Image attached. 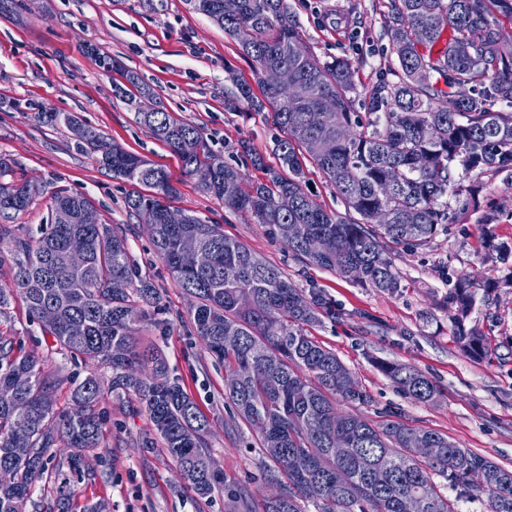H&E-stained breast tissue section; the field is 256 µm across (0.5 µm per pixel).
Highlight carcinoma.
<instances>
[{
    "label": "carcinoma",
    "mask_w": 512,
    "mask_h": 512,
    "mask_svg": "<svg viewBox=\"0 0 512 512\" xmlns=\"http://www.w3.org/2000/svg\"><path fill=\"white\" fill-rule=\"evenodd\" d=\"M189 2L223 27L250 63L259 92L238 81L224 106L271 110L280 131L273 147L278 165L239 144L240 156L263 174L248 185L240 166L224 162L202 129L172 116L136 74L126 75L136 91L115 84L112 94L225 209L250 212L304 264L393 295L401 277L392 246H425L447 223L439 199L451 187L452 169L512 173V44L496 42L501 20L512 22V0H389L386 33L397 67L365 95L361 112L351 96L350 60L295 52L302 37L287 0H239L237 12L222 16L221 0ZM281 67L306 88L304 98L281 99L274 81ZM328 96L336 99L332 115L322 110ZM38 120L84 127L75 150L129 186L127 211L146 227L179 288L195 299L190 329L224 363L225 402L257 434L266 482L276 488L265 512H304L302 501L314 512H404L408 498L417 512H458V499L441 492L436 475L461 496L487 498L490 512H512V470L393 414L374 421L336 406L340 400L363 404L368 395L336 353L311 336V327L342 316L324 289L293 285L277 265L194 214L184 224L164 223L162 211L177 193L168 171L76 113L45 111ZM306 159L336 189L345 215L305 190ZM16 167L0 154V243H10L8 254L0 251V273L9 277L0 285V316L22 297L56 351L110 369L114 398L136 397L196 498L224 491L251 512L248 490L208 469L207 417L169 375L161 352L135 344L145 308L159 307L160 295L131 264L125 237L110 224L79 223L78 212L94 203L64 189L52 194L50 223L18 233L12 221L36 191L15 178ZM62 210L71 215L66 223L58 218ZM319 238L331 243L329 252L310 250ZM187 239L204 254L197 267L180 263ZM484 242L500 260L512 256V247L495 242L489 229ZM481 286L496 284L463 275L446 296L458 344L479 358L488 348L467 322ZM381 369L416 402L438 393L412 366L384 362ZM57 386L43 357L16 352L13 339L0 334V468L15 475L13 484L0 486V512H24L59 444L69 449L70 467L94 473L90 455L104 440L101 379L91 373L73 389L70 412H56ZM20 433L30 443L25 457L12 449ZM416 437L431 443L433 457L420 456Z\"/></svg>",
    "instance_id": "obj_1"
}]
</instances>
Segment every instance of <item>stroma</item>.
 <instances>
[{
	"label": "stroma",
	"instance_id": "stroma-1",
	"mask_svg": "<svg viewBox=\"0 0 512 512\" xmlns=\"http://www.w3.org/2000/svg\"><path fill=\"white\" fill-rule=\"evenodd\" d=\"M288 4L304 47L323 61L351 60L356 99H363L379 75L396 65L385 33L388 0ZM101 53L138 74L175 117L200 126L228 162H235L238 144L246 141L267 164H275L272 117L225 109L224 98L234 92L235 80H252V68L232 37L186 0H19L16 9L0 14V154L11 155L17 173L38 190L34 203L16 215L15 225L25 230L46 223L51 194L58 189L89 197L102 222L121 225L141 275L160 292L162 310L141 326L137 343L162 348L172 375L209 420L212 458L228 483L246 487L254 512H263L271 494L254 448L256 435L224 404L223 364L189 333L190 297L153 254L146 229L127 212L126 184L74 151L71 130L41 123L37 113H79L111 140L166 167L178 190L172 208L221 225L226 236L278 265L298 287L313 283L324 288L342 317L311 333L336 352L368 394L369 403L354 404L353 412L373 419L379 411L393 410L408 425L438 431L458 447L512 469V288L476 295L470 324L489 348L479 360L458 347L445 302L459 275L484 282L512 273V260L491 258L483 243L489 227L496 241L512 245V175L453 168L452 185L442 198L447 224L426 246L395 249L402 289L383 294L302 264L254 216L225 210L113 96L118 75L100 67ZM161 321L166 329H158ZM0 334L14 338L22 352L44 356L59 379L58 411L69 409L74 386L96 369L51 350V338L30 320L23 298H14L7 316L0 318ZM381 360L422 371L438 388L434 400L405 398L378 369ZM99 407L105 444L93 475L70 469L68 449H58L60 467L37 483L26 512H56L61 486L72 494V512L102 500L111 512H232L224 495L196 499L156 441L149 420L138 413L135 399L118 402L106 391ZM148 438L154 442L150 451L142 447Z\"/></svg>",
	"mask_w": 512,
	"mask_h": 512
}]
</instances>
